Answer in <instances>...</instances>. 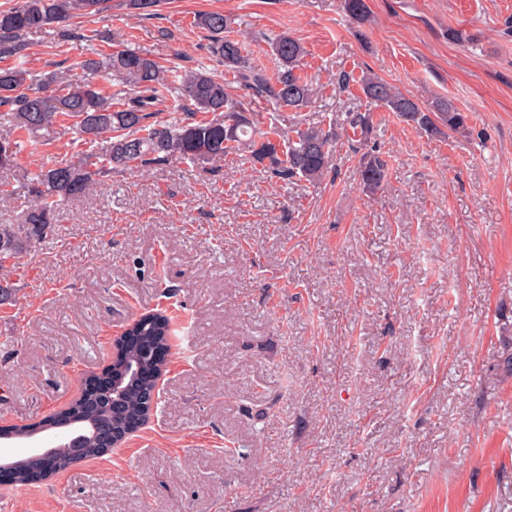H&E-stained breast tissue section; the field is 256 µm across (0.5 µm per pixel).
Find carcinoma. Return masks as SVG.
Here are the masks:
<instances>
[{"label":"carcinoma","instance_id":"1","mask_svg":"<svg viewBox=\"0 0 512 512\" xmlns=\"http://www.w3.org/2000/svg\"><path fill=\"white\" fill-rule=\"evenodd\" d=\"M109 0H19L0 8V168L13 165L24 148L36 152L48 145L41 132L71 119L86 149L76 159L41 168L28 183L30 204L20 224H0V257L18 258L31 241L46 238L53 220L69 199L89 196L99 180L114 169L144 170L171 159L204 163L218 155L248 149L268 161L281 178L302 177L319 182L331 167V143L339 133L352 132L368 145L373 131L371 113L350 112L338 132L319 127L295 130L287 140L278 126L262 130L249 118L248 103L234 97L224 77L202 70H178L138 54L121 42L94 48L77 64L78 72L44 75L27 67L31 32L45 26L97 15ZM343 10L356 24L369 21L367 0H343ZM194 24L211 38V51L224 63L234 82L266 100L274 109L300 110L314 97V89L299 73L306 50L295 38L280 34L271 42L277 74L269 75L253 64L242 43L224 37L234 20L218 13H201ZM105 83H100V80ZM365 97L414 124L432 136H446L468 128V115L452 101L436 99L423 107L377 76L359 79ZM60 83L64 92L49 93ZM209 118L197 121L194 113ZM358 174L363 186L376 190L386 177V164L374 149L361 153ZM140 335L155 336L170 348L173 332L163 314L142 317L136 324ZM146 389L135 382L124 384L120 398L125 410L138 414L144 407ZM95 399L74 400L59 415L76 420L112 418ZM101 454L89 438L86 449L65 448L52 461L36 460L24 467L23 485L35 483L82 458Z\"/></svg>","mask_w":512,"mask_h":512}]
</instances>
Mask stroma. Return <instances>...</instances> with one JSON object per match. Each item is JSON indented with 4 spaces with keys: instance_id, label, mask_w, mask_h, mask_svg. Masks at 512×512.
<instances>
[{
    "instance_id": "1",
    "label": "stroma",
    "mask_w": 512,
    "mask_h": 512,
    "mask_svg": "<svg viewBox=\"0 0 512 512\" xmlns=\"http://www.w3.org/2000/svg\"><path fill=\"white\" fill-rule=\"evenodd\" d=\"M368 5L362 28L341 0L124 11L131 48L218 75L197 13L233 17L270 70L267 36L299 39L316 96L298 112L252 99L255 123L369 112L387 175L367 192L343 137L315 184L243 151L115 171L68 201L0 304V427L51 419L142 316H173L177 338L156 421L0 493V512H512V0ZM58 30L30 34L32 69L83 59ZM366 73L451 100L467 132L402 122L364 97ZM81 149L62 121L0 180Z\"/></svg>"
}]
</instances>
